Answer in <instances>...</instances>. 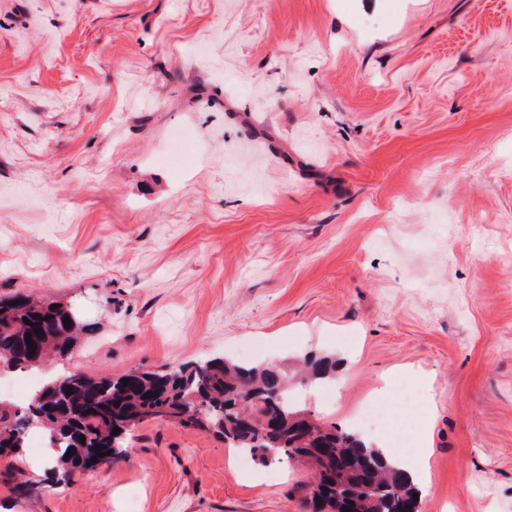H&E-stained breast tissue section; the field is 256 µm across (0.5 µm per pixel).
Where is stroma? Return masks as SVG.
I'll list each match as a JSON object with an SVG mask.
<instances>
[{
    "label": "stroma",
    "mask_w": 512,
    "mask_h": 512,
    "mask_svg": "<svg viewBox=\"0 0 512 512\" xmlns=\"http://www.w3.org/2000/svg\"><path fill=\"white\" fill-rule=\"evenodd\" d=\"M0 289L95 324L68 372L411 381L421 512H512V0H0ZM0 512H306L285 460L149 421ZM304 377L310 384L321 385L336 379V362L320 360L304 365Z\"/></svg>",
    "instance_id": "obj_1"
}]
</instances>
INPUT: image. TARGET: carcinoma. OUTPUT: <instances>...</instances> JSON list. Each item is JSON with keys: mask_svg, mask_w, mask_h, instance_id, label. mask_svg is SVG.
<instances>
[{"mask_svg": "<svg viewBox=\"0 0 512 512\" xmlns=\"http://www.w3.org/2000/svg\"><path fill=\"white\" fill-rule=\"evenodd\" d=\"M68 315L67 305L23 291L0 292V371L34 368L52 356L68 355L90 330L77 318L64 325ZM304 377L310 384L330 383L336 362L307 363ZM149 391L152 397L144 398ZM153 420L212 433L226 447L266 464L287 458L309 466V512H343L346 506L353 512H419L414 495L421 490L407 471L390 464L358 431L321 424L293 404L287 372L225 358L112 375L70 373L44 385L26 406L0 400V457L17 461L29 431L39 430L57 449L52 471L59 484L94 469L91 458L99 445L112 462L124 460L129 433ZM115 427L120 428L116 435ZM70 448L75 452L68 458Z\"/></svg>", "mask_w": 512, "mask_h": 512, "instance_id": "obj_1", "label": "carcinoma"}]
</instances>
